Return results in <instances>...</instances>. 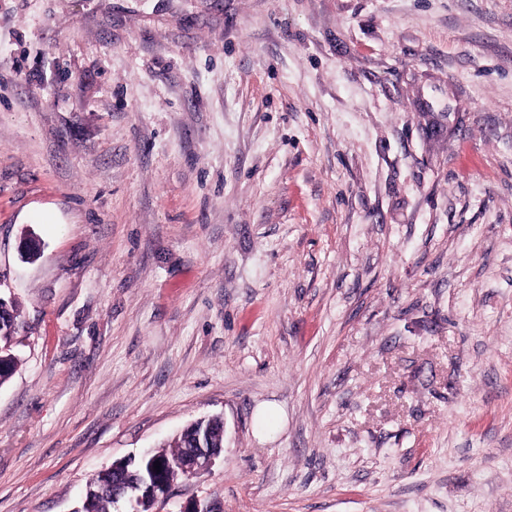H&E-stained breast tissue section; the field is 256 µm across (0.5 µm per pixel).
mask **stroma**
Listing matches in <instances>:
<instances>
[{"instance_id": "stroma-1", "label": "stroma", "mask_w": 512, "mask_h": 512, "mask_svg": "<svg viewBox=\"0 0 512 512\" xmlns=\"http://www.w3.org/2000/svg\"><path fill=\"white\" fill-rule=\"evenodd\" d=\"M0 293V512H512V0H0ZM0 293V387L6 384L17 370L19 359L10 348L12 339L19 327V310L14 302L5 299ZM197 429L188 426L180 434L165 444V448L152 451L145 461H136L128 466V471L132 479H136L141 470L149 465L154 466L155 461L160 462V472L164 482L169 486L178 476H188L182 467L190 474H196L201 470L208 468L213 459L219 454L221 448H207L202 445L201 434L197 437V446L191 450L182 460L189 447L195 440ZM121 459L123 461L113 462L112 468H116L120 463L134 459ZM182 461V462H181ZM180 462L182 467L180 466ZM112 468L103 470L89 480L81 501V510L78 512H112L117 500H123L130 505L131 510L118 512H142L140 506L147 500L158 499L168 492V486L155 476L151 489L140 494L139 482L126 484L120 497L117 496L119 485L116 475L112 474ZM117 496V500L115 499Z\"/></svg>"}]
</instances>
